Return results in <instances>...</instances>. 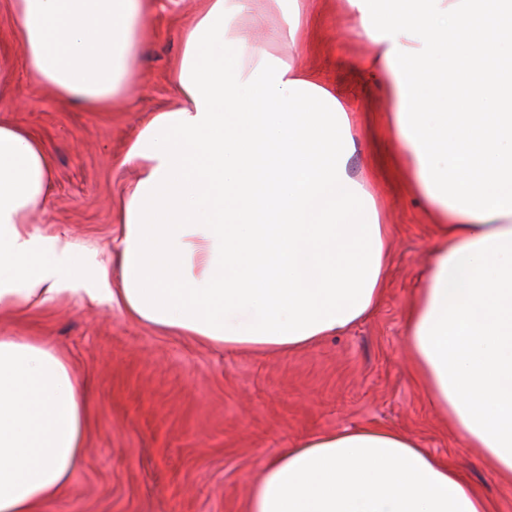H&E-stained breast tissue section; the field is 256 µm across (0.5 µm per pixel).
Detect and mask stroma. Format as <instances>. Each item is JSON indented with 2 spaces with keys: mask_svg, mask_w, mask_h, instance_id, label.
Wrapping results in <instances>:
<instances>
[{
  "mask_svg": "<svg viewBox=\"0 0 512 512\" xmlns=\"http://www.w3.org/2000/svg\"><path fill=\"white\" fill-rule=\"evenodd\" d=\"M203 0H179L148 23L132 80L133 103L111 112L59 104L15 70L0 93V119L40 139L53 162V190L36 226L107 249L116 207L136 167L130 138L153 112L174 107L171 71L182 30ZM291 46L272 45L315 72L349 105V166L385 209L392 229L384 297L367 319L288 353L222 349L135 321L106 299L66 294L15 317L0 331L35 336L68 357L87 383V448L69 488L46 512H245L267 457L301 437L353 427L406 431L512 512V481L466 446L430 403L405 343L408 304L437 241L426 204L392 165L402 148L386 127L384 86L365 75L374 46L343 39L347 0H301Z\"/></svg>",
  "mask_w": 512,
  "mask_h": 512,
  "instance_id": "35a3bbf8",
  "label": "stroma"
}]
</instances>
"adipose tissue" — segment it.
<instances>
[{
    "label": "adipose tissue",
    "instance_id": "adipose-tissue-1",
    "mask_svg": "<svg viewBox=\"0 0 512 512\" xmlns=\"http://www.w3.org/2000/svg\"><path fill=\"white\" fill-rule=\"evenodd\" d=\"M257 0H205L182 33L177 107L154 113L124 160L141 175L106 255L33 225L52 158L0 121V315L65 291L227 349L290 352L381 301L390 227L349 168L346 106L273 55L300 24L257 40ZM156 0H9L21 66L65 105L107 112L129 85ZM374 43L407 183L439 229L405 340L433 403L512 478V0H348ZM395 6L408 20H392ZM85 384L45 340L0 334V512H43L84 455ZM246 512H491L412 435L311 434L265 459Z\"/></svg>",
    "mask_w": 512,
    "mask_h": 512
}]
</instances>
